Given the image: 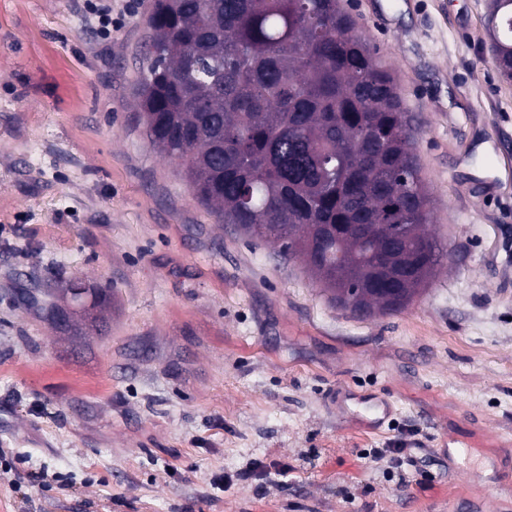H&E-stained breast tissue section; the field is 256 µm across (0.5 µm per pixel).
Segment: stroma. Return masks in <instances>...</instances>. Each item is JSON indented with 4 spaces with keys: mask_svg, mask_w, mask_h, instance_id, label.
<instances>
[{
    "mask_svg": "<svg viewBox=\"0 0 512 512\" xmlns=\"http://www.w3.org/2000/svg\"><path fill=\"white\" fill-rule=\"evenodd\" d=\"M418 124L452 253L357 317L194 198L136 119L149 0H0V512H512V81L488 0H342ZM62 331L18 301L29 278ZM392 406L377 432L342 390ZM375 448L395 458L375 459ZM86 12L94 19L102 38L112 34V0H84Z\"/></svg>",
    "mask_w": 512,
    "mask_h": 512,
    "instance_id": "35a3bbf8",
    "label": "stroma"
}]
</instances>
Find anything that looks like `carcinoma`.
<instances>
[{
	"instance_id": "obj_1",
	"label": "carcinoma",
	"mask_w": 512,
	"mask_h": 512,
	"mask_svg": "<svg viewBox=\"0 0 512 512\" xmlns=\"http://www.w3.org/2000/svg\"><path fill=\"white\" fill-rule=\"evenodd\" d=\"M491 51L512 80V0H491ZM136 89L150 146L178 160L224 224L282 243L330 301L390 314V282L413 301L443 265L405 273L432 198L397 83L341 0H152ZM25 289L55 324L69 319Z\"/></svg>"
}]
</instances>
